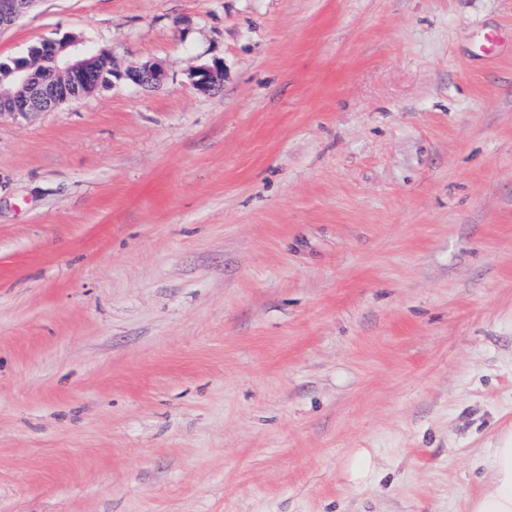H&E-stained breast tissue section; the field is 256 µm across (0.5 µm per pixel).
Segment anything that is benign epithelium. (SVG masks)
<instances>
[{
  "instance_id": "obj_1",
  "label": "benign epithelium",
  "mask_w": 512,
  "mask_h": 512,
  "mask_svg": "<svg viewBox=\"0 0 512 512\" xmlns=\"http://www.w3.org/2000/svg\"><path fill=\"white\" fill-rule=\"evenodd\" d=\"M36 2L0 0V29L13 25ZM106 71L135 85H159L166 78L157 63L120 71L110 53L74 35L47 39L32 46L24 57L0 59V116L27 118L80 100L109 86L103 79ZM223 71L218 61L199 66L191 74V84L200 92H209L218 86Z\"/></svg>"
}]
</instances>
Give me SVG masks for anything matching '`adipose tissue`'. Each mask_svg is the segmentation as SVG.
<instances>
[{
    "label": "adipose tissue",
    "instance_id": "adipose-tissue-1",
    "mask_svg": "<svg viewBox=\"0 0 512 512\" xmlns=\"http://www.w3.org/2000/svg\"><path fill=\"white\" fill-rule=\"evenodd\" d=\"M489 469V479L469 501L466 512H512V432L500 438Z\"/></svg>",
    "mask_w": 512,
    "mask_h": 512
}]
</instances>
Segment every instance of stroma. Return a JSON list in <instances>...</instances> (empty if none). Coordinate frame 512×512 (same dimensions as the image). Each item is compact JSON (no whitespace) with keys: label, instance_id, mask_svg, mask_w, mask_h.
Returning <instances> with one entry per match:
<instances>
[{"label":"stroma","instance_id":"35a3bbf8","mask_svg":"<svg viewBox=\"0 0 512 512\" xmlns=\"http://www.w3.org/2000/svg\"><path fill=\"white\" fill-rule=\"evenodd\" d=\"M69 33L166 78L0 118V512H465L512 429V0H39L0 57ZM223 71L224 66L218 61L211 65L199 66L191 74V84L200 92H209L218 86Z\"/></svg>","mask_w":512,"mask_h":512}]
</instances>
